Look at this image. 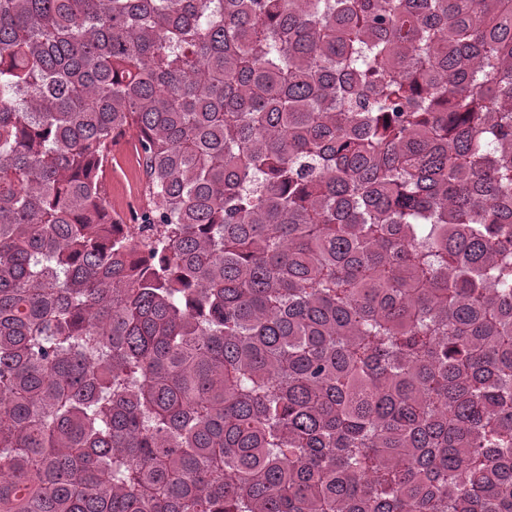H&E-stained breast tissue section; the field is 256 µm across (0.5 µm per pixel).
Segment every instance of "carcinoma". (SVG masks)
Wrapping results in <instances>:
<instances>
[{
  "mask_svg": "<svg viewBox=\"0 0 512 512\" xmlns=\"http://www.w3.org/2000/svg\"><path fill=\"white\" fill-rule=\"evenodd\" d=\"M0 512H512V0H0ZM121 147L112 154V167L107 172L105 190L112 206V214L123 218V228L128 234L139 235L141 224L134 222L133 214L138 215L143 204L144 176L136 153L137 137L127 133Z\"/></svg>",
  "mask_w": 512,
  "mask_h": 512,
  "instance_id": "obj_1",
  "label": "carcinoma"
}]
</instances>
